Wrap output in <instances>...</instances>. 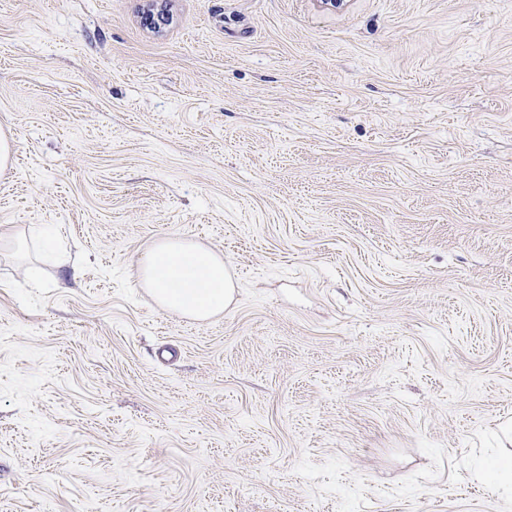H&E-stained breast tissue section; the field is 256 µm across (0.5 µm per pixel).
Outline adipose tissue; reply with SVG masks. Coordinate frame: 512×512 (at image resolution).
I'll list each match as a JSON object with an SVG mask.
<instances>
[{
	"instance_id": "1",
	"label": "adipose tissue",
	"mask_w": 512,
	"mask_h": 512,
	"mask_svg": "<svg viewBox=\"0 0 512 512\" xmlns=\"http://www.w3.org/2000/svg\"><path fill=\"white\" fill-rule=\"evenodd\" d=\"M135 276L160 305L197 320L222 312L233 293L221 254L175 236L147 248Z\"/></svg>"
}]
</instances>
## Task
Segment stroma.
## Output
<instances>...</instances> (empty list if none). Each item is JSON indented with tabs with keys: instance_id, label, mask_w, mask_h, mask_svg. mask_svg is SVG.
<instances>
[{
	"instance_id": "1",
	"label": "stroma",
	"mask_w": 512,
	"mask_h": 512,
	"mask_svg": "<svg viewBox=\"0 0 512 512\" xmlns=\"http://www.w3.org/2000/svg\"><path fill=\"white\" fill-rule=\"evenodd\" d=\"M148 6L0 0V512H512V0ZM135 276L160 305L197 320L224 311L234 288L221 254L175 236L147 248ZM488 470L499 483H506L511 487L512 482V454L501 451L491 459L487 465Z\"/></svg>"
}]
</instances>
